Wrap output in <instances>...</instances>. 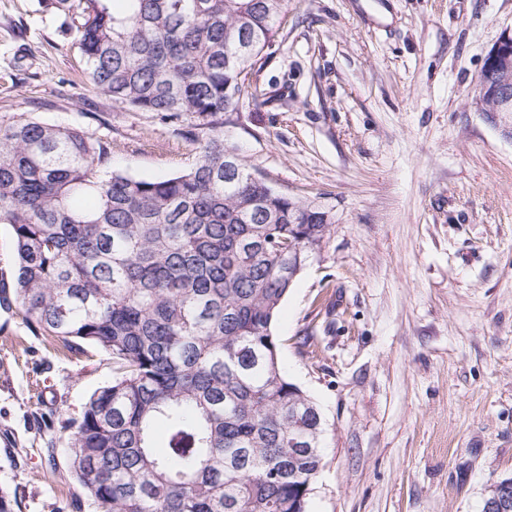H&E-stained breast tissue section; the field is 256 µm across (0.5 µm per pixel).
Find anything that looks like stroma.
<instances>
[{"instance_id":"35a3bbf8","label":"stroma","mask_w":512,"mask_h":512,"mask_svg":"<svg viewBox=\"0 0 512 512\" xmlns=\"http://www.w3.org/2000/svg\"><path fill=\"white\" fill-rule=\"evenodd\" d=\"M512 0H291L224 133L331 235L274 333L327 423L308 512H482L512 476V112H484ZM112 143L145 179L193 159L151 113L88 81L63 18L0 0V123ZM112 379L0 312V486L17 512H72L70 437Z\"/></svg>"}]
</instances>
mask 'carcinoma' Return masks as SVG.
Here are the masks:
<instances>
[{
    "label": "carcinoma",
    "instance_id": "cac0c4a2",
    "mask_svg": "<svg viewBox=\"0 0 512 512\" xmlns=\"http://www.w3.org/2000/svg\"><path fill=\"white\" fill-rule=\"evenodd\" d=\"M44 0L112 102L192 142L164 179L112 167V143L20 116L0 124V309L112 364L72 434L73 512H308L325 419L289 381L273 325L288 253L322 249L315 199L255 175L224 115L289 0Z\"/></svg>",
    "mask_w": 512,
    "mask_h": 512
}]
</instances>
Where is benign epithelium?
I'll return each mask as SVG.
<instances>
[{"label": "benign epithelium", "mask_w": 512, "mask_h": 512, "mask_svg": "<svg viewBox=\"0 0 512 512\" xmlns=\"http://www.w3.org/2000/svg\"><path fill=\"white\" fill-rule=\"evenodd\" d=\"M484 112H512V28L504 30L487 53L477 81ZM485 512H512V481L493 487Z\"/></svg>", "instance_id": "7a95c632"}]
</instances>
